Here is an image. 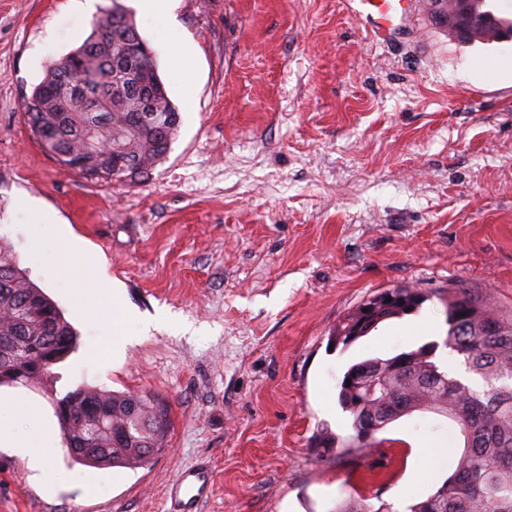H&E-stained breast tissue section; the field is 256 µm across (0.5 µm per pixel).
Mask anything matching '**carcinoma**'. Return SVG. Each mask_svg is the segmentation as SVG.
<instances>
[{"label":"carcinoma","instance_id":"1","mask_svg":"<svg viewBox=\"0 0 512 512\" xmlns=\"http://www.w3.org/2000/svg\"><path fill=\"white\" fill-rule=\"evenodd\" d=\"M462 25L448 32L464 42L512 39V19L489 0H467ZM144 44L118 0L100 10L91 31L70 53L49 62L25 111L33 134L54 139L56 156L90 181L134 182L168 154L180 115L158 74L155 56L125 60L122 50ZM426 295L415 288L381 291L359 304L336 331L348 345L368 335L363 308L374 304L385 321L417 310ZM444 345L462 357L479 386L452 377L435 361L436 343L348 367L338 401L352 418L351 446L378 448L377 434L415 413L444 416L459 428L463 447L453 474L409 512H512V318L460 284L448 289ZM76 336L56 304L0 243V387L32 386L51 376L75 346ZM377 380L374 395L361 384ZM351 384H346V380ZM70 456L89 467L136 469L165 449V400L150 391H110L79 385L54 403Z\"/></svg>","mask_w":512,"mask_h":512}]
</instances>
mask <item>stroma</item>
Segmentation results:
<instances>
[{
	"label": "stroma",
	"instance_id": "stroma-1",
	"mask_svg": "<svg viewBox=\"0 0 512 512\" xmlns=\"http://www.w3.org/2000/svg\"><path fill=\"white\" fill-rule=\"evenodd\" d=\"M134 21L181 124L148 179L90 182L47 155L23 105L91 18L76 0H0V240L78 334L44 383L0 396L49 408L81 384L149 390L168 404L167 448L137 469L57 448L48 492L0 447V512H170L168 488L197 465L212 475L199 512H334L350 496L398 512L403 491L431 493L455 469L456 425L405 417L382 454L348 451L338 385L354 363L443 341L455 285L512 317V69L458 77L512 60V41L460 43L423 6L385 44L343 0H176L184 49L168 54ZM25 196L92 257L78 286L52 272L62 253L33 248ZM101 274L118 296L80 314ZM396 287L427 299L334 344L350 311ZM137 317L161 326L113 357Z\"/></svg>",
	"mask_w": 512,
	"mask_h": 512
}]
</instances>
